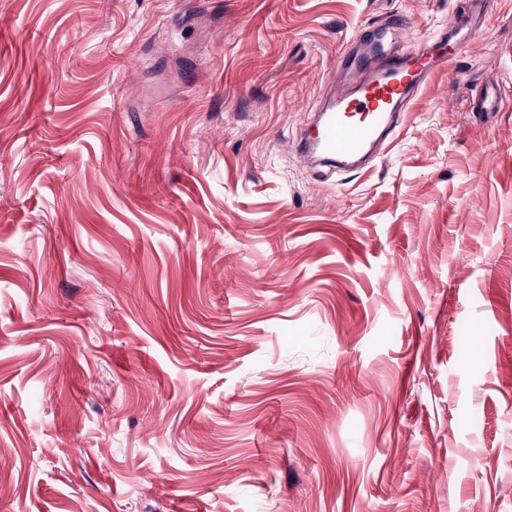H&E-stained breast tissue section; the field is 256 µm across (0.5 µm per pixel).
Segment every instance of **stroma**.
Wrapping results in <instances>:
<instances>
[{
	"instance_id": "1",
	"label": "stroma",
	"mask_w": 512,
	"mask_h": 512,
	"mask_svg": "<svg viewBox=\"0 0 512 512\" xmlns=\"http://www.w3.org/2000/svg\"><path fill=\"white\" fill-rule=\"evenodd\" d=\"M458 2L0 0V512H512V0L368 169L292 149ZM502 105L498 92L489 88L472 93L469 101L470 112H501Z\"/></svg>"
}]
</instances>
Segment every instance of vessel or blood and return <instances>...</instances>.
Returning <instances> with one entry per match:
<instances>
[{
  "mask_svg": "<svg viewBox=\"0 0 512 512\" xmlns=\"http://www.w3.org/2000/svg\"><path fill=\"white\" fill-rule=\"evenodd\" d=\"M486 18V0H468L425 39L422 50L412 53L386 43L403 36L406 26L400 21L360 34L357 50L342 52V77L327 86L312 122L295 143L296 152L330 167L360 168L393 142L409 103L432 75L469 50ZM469 107L498 112L502 101L496 90L485 88L472 94Z\"/></svg>",
  "mask_w": 512,
  "mask_h": 512,
  "instance_id": "obj_1",
  "label": "vessel or blood"
}]
</instances>
